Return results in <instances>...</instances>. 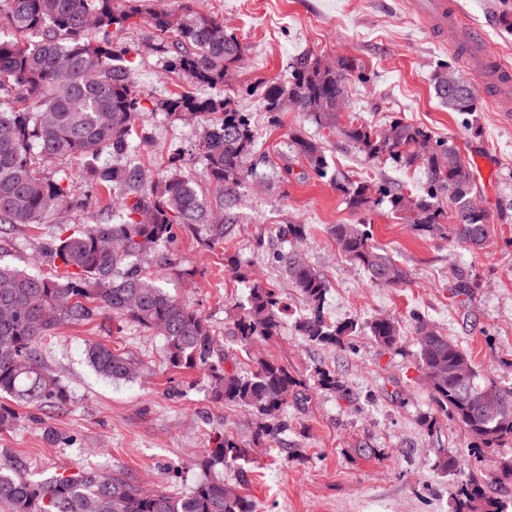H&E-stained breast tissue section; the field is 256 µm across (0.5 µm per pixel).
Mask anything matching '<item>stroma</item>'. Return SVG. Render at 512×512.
Wrapping results in <instances>:
<instances>
[{
	"label": "stroma",
	"mask_w": 512,
	"mask_h": 512,
	"mask_svg": "<svg viewBox=\"0 0 512 512\" xmlns=\"http://www.w3.org/2000/svg\"><path fill=\"white\" fill-rule=\"evenodd\" d=\"M451 2L462 23L480 34L484 57L512 63V33L496 21L499 0ZM200 8L223 20L241 41L243 59L224 93L234 107L252 113L263 151L288 166L291 175L285 185H246L236 233L223 248L204 249L194 234L179 233L167 250L172 266L157 273L164 287L208 319L230 364L245 370L273 360L306 380L315 368H326L351 388L355 401L310 385L304 407L286 408L288 428L279 442L254 445L252 417L238 406L213 402L203 370L172 368L162 336L130 323L117 325L105 315L56 330L46 356L68 391L67 408L49 414L17 406L15 424L0 430V450L34 473L122 468L143 488L181 496L199 477L192 461L222 433L253 449L246 476L228 468L224 478L241 483L254 512H453L454 495L473 478L483 481L488 497L512 503V481L488 479L497 453L487 454L475 471L450 474L437 468L443 454L466 455L469 439L450 420H440L434 437L423 425L435 406L419 369L411 324L416 312L430 318L469 354L482 376H499L512 362V111L487 88L478 66L457 59L455 45L437 42L423 28L407 0H200ZM304 52L356 63L348 114L378 130L402 118L459 144L473 173L476 201L495 217L483 248L417 235L384 207L356 212L329 182L311 177L288 147V132L295 127L318 139L322 130L292 111L284 113L281 125L271 126L260 100L244 93L255 79H285L289 62ZM444 60L456 61L475 84V112L451 111L435 97L432 74ZM134 78L154 100L191 88L166 73L161 58L149 52L136 59ZM138 125L148 141L138 160L156 174L173 150L189 148L199 135L197 124L161 111L143 112ZM328 139L331 164L341 175L384 179L402 191L424 181L418 169L368 163L342 135ZM362 220L370 222L375 245L405 271V284H370L338 252L330 226ZM288 222L306 229V258L329 283L330 319L357 323L354 350L312 346L296 333L304 300L284 268L271 260L270 247L253 242L257 226ZM51 231L48 225L21 226L0 236V261L48 272L45 262L36 261L34 245ZM228 254L237 256L239 274L225 268ZM255 283L274 287L286 310L278 336L242 348L229 331L238 304ZM380 316L399 321L398 351L381 350L368 335L366 324ZM90 342L122 345L147 369L130 381L100 377L86 356Z\"/></svg>",
	"instance_id": "35a3bbf8"
}]
</instances>
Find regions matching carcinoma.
I'll use <instances>...</instances> for the list:
<instances>
[{
    "mask_svg": "<svg viewBox=\"0 0 512 512\" xmlns=\"http://www.w3.org/2000/svg\"><path fill=\"white\" fill-rule=\"evenodd\" d=\"M176 11L152 0H0V224L54 226L49 243L38 249L53 272L0 264V429L17 415L9 399L30 407L61 411L67 395L44 357V341L62 325L82 324L102 314L131 323L164 339L168 363L207 373L216 403H233L256 421L255 442L278 439L287 427L282 412L293 402H307L305 381L274 361L261 360L242 373L227 367L207 319L159 284L154 267L167 264L163 253L180 231L194 233L207 248L233 237L239 223L234 208L247 184L288 180L289 170L271 174L269 160L257 152L258 133L249 112L232 107L224 85L243 59L237 36L198 0H180ZM144 21L156 34L152 50L163 57L165 71L205 87L196 96L174 94L153 109L181 121L201 123V133L186 150L168 159L165 174L149 177L135 160V122L148 94L133 78L141 50L117 40ZM355 63L339 58L326 68L320 58L302 54L286 83L260 81L246 89L259 93L274 120L288 110L309 117L318 127L340 131L366 159L403 168L419 167L425 186L410 194L389 183L339 180L330 173L326 144L288 133L292 152L305 160L312 175L330 179L349 207L370 213L381 205L410 229L431 237L450 236L479 248L491 234V217L474 197L473 181L460 148L450 139L403 119L383 130L347 117L349 77ZM436 96L454 112L471 113L477 100L469 82L448 64L432 75ZM202 166L208 188L185 173L188 162ZM82 166L86 189L74 185ZM453 206L447 224L445 202ZM73 214L82 228L66 225ZM331 234L347 260L364 269L369 281L397 288L406 273L374 244L366 221L334 224ZM276 237L289 250L272 251L307 312L298 318L299 335L309 343L351 350L356 324L336 323L325 311L329 285L309 264L298 245L302 224H284ZM283 301L275 289L256 284L232 323L231 335L242 347L279 334ZM385 350L396 351L401 328L392 317L367 326ZM419 364L438 410L460 424L470 440L468 458L446 455L438 466L460 472L470 460L512 445V384L482 378L467 353L419 314L413 316ZM89 363L102 377L129 380L145 368L139 358L102 343L86 349ZM314 384L353 401L350 388L335 374L314 371ZM245 475L250 449L227 435L193 461L201 472L189 493L173 496L146 490L127 471L110 474L79 469L69 475L37 477L22 462L0 454V509L3 512H252L240 486L224 481V465ZM454 512H504L475 480L457 492Z\"/></svg>",
    "mask_w": 512,
    "mask_h": 512,
    "instance_id": "obj_1",
    "label": "carcinoma"
}]
</instances>
